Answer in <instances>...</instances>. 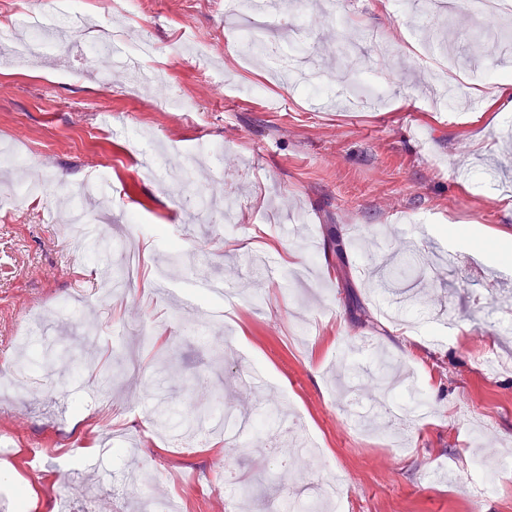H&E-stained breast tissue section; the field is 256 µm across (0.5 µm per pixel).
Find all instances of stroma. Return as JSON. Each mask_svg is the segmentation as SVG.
<instances>
[{
  "mask_svg": "<svg viewBox=\"0 0 512 512\" xmlns=\"http://www.w3.org/2000/svg\"><path fill=\"white\" fill-rule=\"evenodd\" d=\"M83 7L78 40L131 49L148 25L158 55L143 68L176 80H132L65 42L0 67V144L24 160L13 184L43 191L0 208V374L28 357L0 399V512H79L88 484L107 512H285L329 474L341 512H512V469L490 488L477 465L512 458V363L485 364L512 354V263L485 238L512 234V13L288 0L259 27L286 49L275 63L244 54L253 14L231 0H138L129 18ZM202 41L207 62L191 52ZM180 86L192 111L168 106ZM88 127L98 142L78 147ZM93 182L108 198L84 210L143 260L111 300L98 292L115 259L63 230ZM203 190L236 200L232 218L191 224L181 202ZM349 236L372 244L336 248ZM159 271L186 296L223 276L237 303L196 298L182 316ZM363 340L406 381L352 377L344 356ZM247 367L261 394L238 387ZM193 411L221 430H187ZM284 421L317 456L269 453ZM133 468L147 481L115 496Z\"/></svg>",
  "mask_w": 512,
  "mask_h": 512,
  "instance_id": "35a3bbf8",
  "label": "stroma"
}]
</instances>
